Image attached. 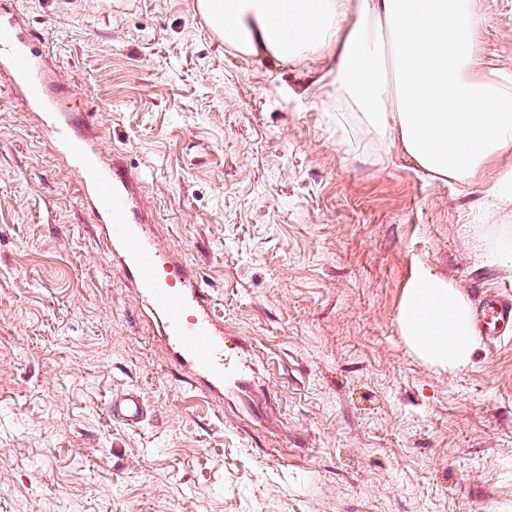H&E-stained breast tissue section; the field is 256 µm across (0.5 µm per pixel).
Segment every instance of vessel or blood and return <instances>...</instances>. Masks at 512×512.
I'll use <instances>...</instances> for the list:
<instances>
[{"instance_id":"obj_1","label":"vessel or blood","mask_w":512,"mask_h":512,"mask_svg":"<svg viewBox=\"0 0 512 512\" xmlns=\"http://www.w3.org/2000/svg\"><path fill=\"white\" fill-rule=\"evenodd\" d=\"M0 78L41 114L57 150L103 224L113 256L119 258L127 279L159 318L172 359L188 369L193 382L223 394L237 357L225 341L223 325L212 314L208 291L195 270L184 266L176 255L158 251L136 204L134 179L122 162H105L96 146L79 135L82 116L59 110L42 52L14 0H0ZM477 319L485 333L501 338L512 331V297H485ZM108 408L113 417L131 426L142 422L145 415L144 402L134 390L112 395Z\"/></svg>"}]
</instances>
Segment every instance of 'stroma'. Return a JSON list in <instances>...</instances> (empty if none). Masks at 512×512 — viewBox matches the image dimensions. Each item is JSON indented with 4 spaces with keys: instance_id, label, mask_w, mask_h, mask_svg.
<instances>
[{
    "instance_id": "35a3bbf8",
    "label": "stroma",
    "mask_w": 512,
    "mask_h": 512,
    "mask_svg": "<svg viewBox=\"0 0 512 512\" xmlns=\"http://www.w3.org/2000/svg\"><path fill=\"white\" fill-rule=\"evenodd\" d=\"M196 0H16L83 133L123 158L161 251L241 345L223 400L191 385L39 117L0 78V512H512V339L456 374L397 327L413 271L469 298L512 266L489 193L433 181L363 129L336 140L337 59L225 46ZM512 74V0H475ZM135 390V427L107 398Z\"/></svg>"
}]
</instances>
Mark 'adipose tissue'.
Masks as SVG:
<instances>
[{
    "label": "adipose tissue",
    "instance_id": "ef3b65f1",
    "mask_svg": "<svg viewBox=\"0 0 512 512\" xmlns=\"http://www.w3.org/2000/svg\"><path fill=\"white\" fill-rule=\"evenodd\" d=\"M198 0L225 45L250 55L338 58L337 130L399 144L430 179L465 183L512 150V75L480 68L474 0ZM398 329L426 364L454 373L478 347L469 299L430 268L403 290Z\"/></svg>",
    "mask_w": 512,
    "mask_h": 512
}]
</instances>
